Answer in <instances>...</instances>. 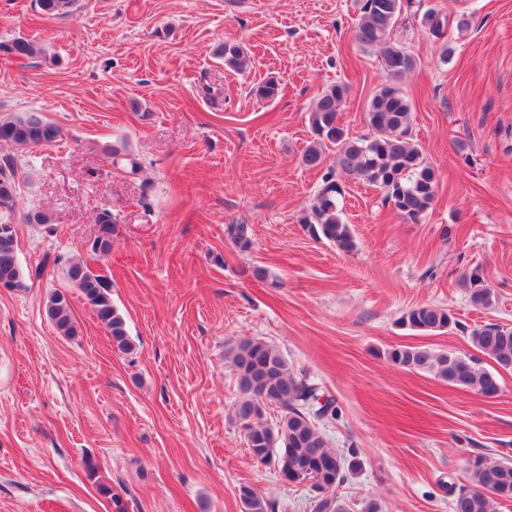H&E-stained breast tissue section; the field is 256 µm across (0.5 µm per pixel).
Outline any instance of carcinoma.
I'll return each mask as SVG.
<instances>
[{
  "label": "carcinoma",
  "mask_w": 512,
  "mask_h": 512,
  "mask_svg": "<svg viewBox=\"0 0 512 512\" xmlns=\"http://www.w3.org/2000/svg\"><path fill=\"white\" fill-rule=\"evenodd\" d=\"M40 11L52 17L73 12L75 0H35ZM404 10V0H362L355 27V39L378 50L385 81L372 94L365 107V122L370 135L361 139L348 136L339 120L340 108L348 96V84L338 82L324 88L310 111L313 140L302 155L309 168L323 165L327 152L335 155L342 172L384 193L398 216L407 222H419L431 209L437 193L438 176L422 146L410 135L412 103L402 85L404 77L418 65L407 47L393 38V30ZM434 38L448 37V16L436 8L424 11L420 19ZM43 49L33 39L17 38L0 43V54L10 58H34ZM213 55L224 65L244 71L251 60L240 43L226 40L217 44ZM261 99H274L280 85L269 79L253 88ZM59 128L45 113L20 112L0 119V142L20 149L48 145L58 140ZM102 153L112 166L135 172L140 158L125 143L105 144ZM16 169L11 158L0 161V284L9 288L26 287L30 271L19 262L14 233L16 203ZM344 187L333 174L325 175L311 208L308 221L312 235L325 239L337 250L350 253L356 248L351 227L343 218L340 199ZM98 233L90 250L99 255L111 251L117 232V219L105 209L96 217ZM226 237L240 250L252 246L248 224H227ZM69 282L80 291L83 300L95 313L99 323L120 352H130L134 343L129 337L126 319L112 303V281L107 275L81 260L71 261L65 272ZM472 306L488 308L495 294L482 272L471 271L465 280ZM45 313L63 336L75 334L76 326L67 294L56 289L45 302ZM455 323L448 309L420 305L405 311L397 320L403 328L419 334L447 330ZM472 346L494 361L492 369L481 366L475 358L453 352H434L425 348L399 346L388 352L398 367L425 372L449 385L470 389L489 397L500 391V372L512 371V327L485 324L470 331ZM236 375L239 397L234 416L246 432L249 453L259 464L271 465L293 484H310L317 492L314 512H346L338 495L347 474L360 467L355 450L345 455L329 447L318 421L335 410L316 408L318 388L303 376L292 372L282 354L258 338H245L228 351ZM281 409L274 424L263 421L267 407ZM469 484L454 494L452 512H498L502 504L512 502V460L488 461L478 456L469 462ZM243 512H275V502L251 486L240 488Z\"/></svg>",
  "instance_id": "cac0c4a2"
}]
</instances>
